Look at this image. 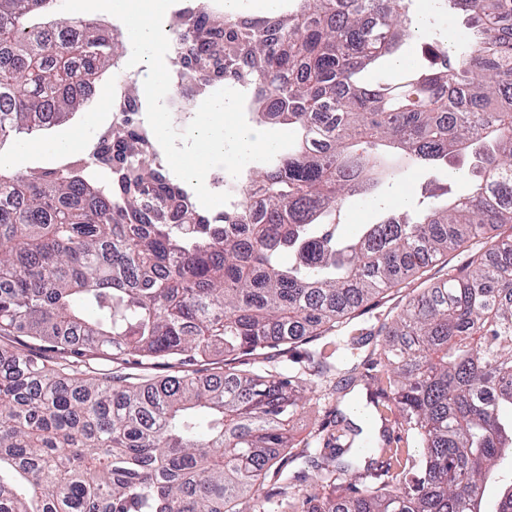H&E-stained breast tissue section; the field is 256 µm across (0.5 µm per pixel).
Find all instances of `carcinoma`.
I'll list each match as a JSON object with an SVG mask.
<instances>
[{
	"label": "carcinoma",
	"instance_id": "obj_1",
	"mask_svg": "<svg viewBox=\"0 0 512 512\" xmlns=\"http://www.w3.org/2000/svg\"><path fill=\"white\" fill-rule=\"evenodd\" d=\"M55 2L0 0V142L75 110L122 52L91 20L30 23ZM442 2L470 26L465 50L431 48L429 67L374 85L357 75L397 49L408 0L187 16L202 89L258 84L266 118L302 138L217 216L157 163L151 128L126 122L109 133L107 186L81 159L0 173V338L56 354L0 345V512H261L277 498L294 512H487L491 479L492 512H512V233L488 236L512 225V0ZM380 146L462 173L467 191L344 238L336 212L375 192ZM449 254L461 264L376 331L345 335L363 305ZM376 335L365 373L325 351ZM287 352L316 386L343 379L342 421L364 382L417 453L387 428L366 448L352 424L343 445L329 432L285 455L305 402L297 376L264 363ZM217 354L209 375L189 367ZM156 365L170 372L143 379ZM381 472L401 491L371 481Z\"/></svg>",
	"mask_w": 512,
	"mask_h": 512
}]
</instances>
